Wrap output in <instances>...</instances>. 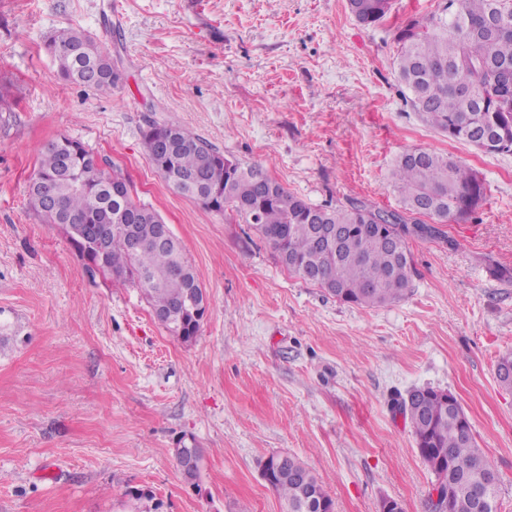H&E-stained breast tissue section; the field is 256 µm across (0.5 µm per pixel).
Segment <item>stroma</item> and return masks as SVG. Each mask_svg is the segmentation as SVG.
<instances>
[{"label":"stroma","mask_w":512,"mask_h":512,"mask_svg":"<svg viewBox=\"0 0 512 512\" xmlns=\"http://www.w3.org/2000/svg\"><path fill=\"white\" fill-rule=\"evenodd\" d=\"M443 0H393L361 26L347 0H0V512H283L260 464L288 452L335 512H433L434 477L394 409L414 387L452 392L512 512V155L448 140L404 101L398 27ZM69 28L110 52L105 96L60 81L45 48ZM177 123L261 164L314 205L400 209L396 159L459 157L486 195L473 218L413 236L401 301L341 303L290 274L251 225L172 191L144 155ZM68 136L131 184L181 241L209 311L173 337L139 288L90 276L62 228L28 205L37 151ZM177 448L202 449L196 485Z\"/></svg>","instance_id":"stroma-1"}]
</instances>
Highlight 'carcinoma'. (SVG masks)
<instances>
[{
  "mask_svg": "<svg viewBox=\"0 0 512 512\" xmlns=\"http://www.w3.org/2000/svg\"><path fill=\"white\" fill-rule=\"evenodd\" d=\"M351 14L365 26L381 22L392 0H348ZM397 75L406 103L420 119L451 141L477 144L479 133L496 129L495 154L512 153V0H446L438 12L410 19L398 28ZM47 50L57 61L59 79L110 94L123 84L112 59L80 28L52 36ZM149 163L176 193L198 200L213 193L208 210L251 225L288 272L317 285L337 301L376 308L404 299L412 288L413 234L433 235L440 224L468 220L485 199L483 180L454 155L427 149L401 154L392 171L402 211H386L363 201L346 207L313 205L272 179L259 164L224 157L191 130L152 123L142 132ZM84 180L74 190L75 176ZM124 179L105 170L94 152L78 140L60 137L40 148L28 196L32 210L62 227L85 261L86 270L111 278L116 286L135 285L151 311H167L165 328L177 339L196 340L200 325L190 303L202 298L201 285L183 248L158 243L162 217L125 189L124 207L113 208L108 187ZM137 215L134 239L121 227ZM413 217L408 225L407 216ZM112 225V238L99 252L90 238L71 228ZM334 224L336 238L317 235ZM419 411L399 403L418 454L435 478L448 484L451 512H499V486L488 489L478 506L475 489L494 469L479 448L457 398L432 387L416 388ZM288 512H308L309 497L333 508V500L314 472L290 455L269 480Z\"/></svg>",
  "mask_w": 512,
  "mask_h": 512,
  "instance_id": "obj_1",
  "label": "carcinoma"
}]
</instances>
